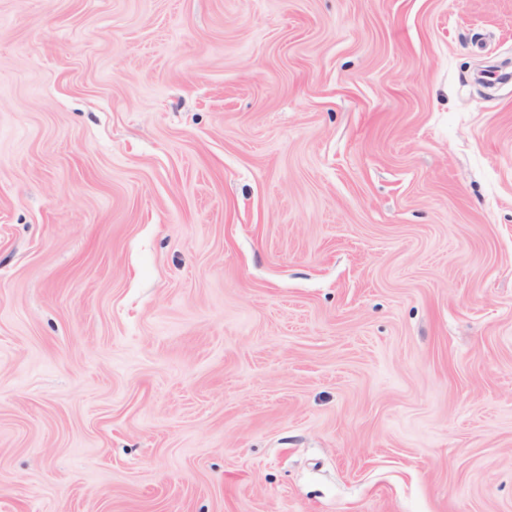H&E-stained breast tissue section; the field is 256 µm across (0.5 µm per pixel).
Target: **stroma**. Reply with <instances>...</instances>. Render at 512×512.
Segmentation results:
<instances>
[{"label": "stroma", "instance_id": "obj_1", "mask_svg": "<svg viewBox=\"0 0 512 512\" xmlns=\"http://www.w3.org/2000/svg\"><path fill=\"white\" fill-rule=\"evenodd\" d=\"M0 512H512V0H0Z\"/></svg>", "mask_w": 512, "mask_h": 512}]
</instances>
